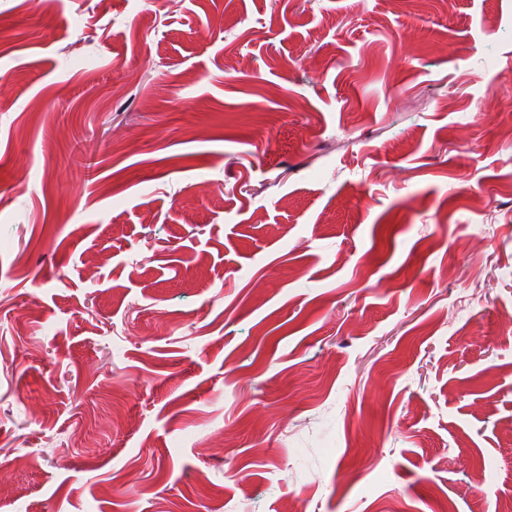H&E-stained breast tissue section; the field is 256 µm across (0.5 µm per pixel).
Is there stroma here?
<instances>
[{"label": "stroma", "instance_id": "35a3bbf8", "mask_svg": "<svg viewBox=\"0 0 512 512\" xmlns=\"http://www.w3.org/2000/svg\"><path fill=\"white\" fill-rule=\"evenodd\" d=\"M509 96L512 0H0V512H512Z\"/></svg>", "mask_w": 512, "mask_h": 512}]
</instances>
